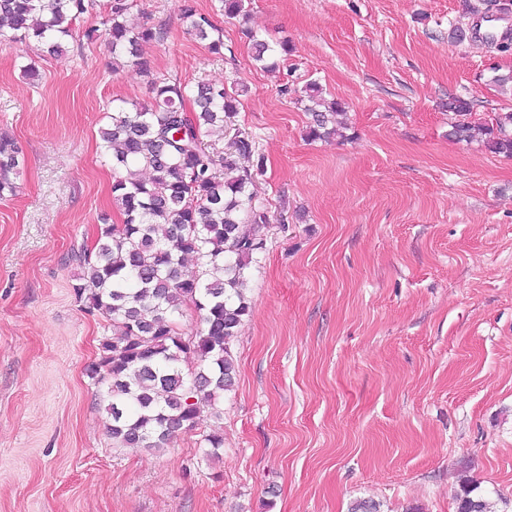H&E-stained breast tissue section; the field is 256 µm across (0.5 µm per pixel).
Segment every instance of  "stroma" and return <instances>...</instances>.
I'll return each mask as SVG.
<instances>
[{
  "instance_id": "obj_1",
  "label": "stroma",
  "mask_w": 512,
  "mask_h": 512,
  "mask_svg": "<svg viewBox=\"0 0 512 512\" xmlns=\"http://www.w3.org/2000/svg\"><path fill=\"white\" fill-rule=\"evenodd\" d=\"M129 3V24L167 31L142 48L148 77L83 39L107 0L61 58L0 31V133L25 154L0 196V512H348L364 497L456 512L470 482L512 512V158L449 138L446 108L470 99L476 124L512 111V53L471 35L490 0H245L234 18L194 0L220 55L179 0ZM248 28L287 41L276 69ZM154 76L242 86L234 122L264 158L253 203L270 216L224 414L161 451L112 441L85 372L112 327L77 300L69 260L121 221L99 130L112 100L149 102ZM311 81L345 103L346 139L307 137ZM183 2L180 4L181 19L187 33L207 42L206 46L212 53H221V50L224 49L223 32L217 28L210 17L197 12L189 0H183Z\"/></svg>"
}]
</instances>
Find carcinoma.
Returning <instances> with one entry per match:
<instances>
[{
  "label": "carcinoma",
  "mask_w": 512,
  "mask_h": 512,
  "mask_svg": "<svg viewBox=\"0 0 512 512\" xmlns=\"http://www.w3.org/2000/svg\"><path fill=\"white\" fill-rule=\"evenodd\" d=\"M93 6L94 0H0V19L14 36L60 55L73 20ZM128 8L127 0H110L112 68L131 62L148 74L142 47L161 31L129 26ZM181 19L188 34L221 53L224 34L210 17L183 0ZM246 35L255 60L266 61L271 46L251 29ZM152 89L148 104L112 103V123L99 134L123 220L102 225L93 249L72 254L82 268L76 297L112 325L98 361L87 369L107 388L112 441L147 449L169 447L177 432L196 426L206 406L220 415L217 402L236 378L229 342L249 315L246 270L263 250L255 229L269 222L267 211L252 206L251 187L263 162L253 160L252 136L232 121L236 92L176 78H157ZM306 101L308 136L339 134L342 105L323 108L315 83L306 87ZM478 130L489 152L512 156V112L495 114ZM22 156L16 139L0 136V193L15 191ZM188 257L195 263L190 273L184 270ZM186 307L198 316L190 332L180 323ZM188 353L197 363L186 370ZM477 489L462 486L457 512H491Z\"/></svg>",
  "instance_id": "1"
}]
</instances>
